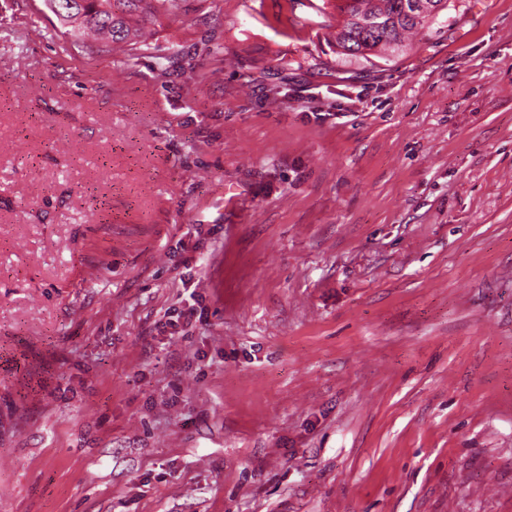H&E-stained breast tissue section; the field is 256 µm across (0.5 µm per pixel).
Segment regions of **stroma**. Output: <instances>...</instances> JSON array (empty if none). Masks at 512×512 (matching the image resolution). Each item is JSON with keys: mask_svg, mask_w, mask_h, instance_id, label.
<instances>
[{"mask_svg": "<svg viewBox=\"0 0 512 512\" xmlns=\"http://www.w3.org/2000/svg\"><path fill=\"white\" fill-rule=\"evenodd\" d=\"M338 2L0 0V512H512V0ZM68 13L58 20L62 34L75 37L88 54L112 52L122 44L128 58H139L152 48L145 29L156 25L182 0H57ZM76 6L70 8L69 2ZM66 7H62V4ZM443 11L448 8L447 0ZM339 6L343 16L336 30V47L340 54L363 57L380 56L401 45L406 33L424 28L437 14L408 18L404 13L406 0H343Z\"/></svg>", "mask_w": 512, "mask_h": 512, "instance_id": "1", "label": "stroma"}]
</instances>
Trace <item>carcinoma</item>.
Listing matches in <instances>:
<instances>
[{"mask_svg": "<svg viewBox=\"0 0 512 512\" xmlns=\"http://www.w3.org/2000/svg\"><path fill=\"white\" fill-rule=\"evenodd\" d=\"M65 7L61 32L77 39L90 54L109 53L121 44L129 58L149 53L145 29L156 25L180 0H58ZM406 0H343L336 47L344 55L380 56L401 45L405 34L423 28L434 15L410 18Z\"/></svg>", "mask_w": 512, "mask_h": 512, "instance_id": "carcinoma-1", "label": "carcinoma"}]
</instances>
